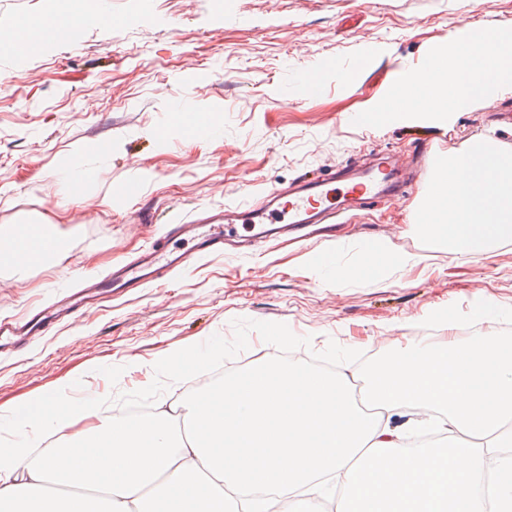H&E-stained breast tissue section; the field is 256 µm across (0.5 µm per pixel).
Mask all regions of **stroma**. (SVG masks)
<instances>
[{"instance_id": "35a3bbf8", "label": "stroma", "mask_w": 512, "mask_h": 512, "mask_svg": "<svg viewBox=\"0 0 512 512\" xmlns=\"http://www.w3.org/2000/svg\"><path fill=\"white\" fill-rule=\"evenodd\" d=\"M103 17L76 36L48 39L31 54L0 59V225L41 223L64 237L65 254L23 274L0 269V319L48 307L79 277L101 276L151 246L163 225L268 192L327 170L357 172L375 155L395 160L408 193L351 209L301 239L246 240L193 257L182 273L103 299L26 345L0 352V438L21 409L43 418L68 384L74 399L111 397L116 416L157 408L193 383L217 387L230 374L277 359L336 372L362 369L391 342L463 330L512 339V243L486 253L441 250L415 227L431 190L430 163L490 136L512 150V94L453 120L387 115L403 68L429 66L456 33L512 26V0H98ZM52 0H0V30L51 15ZM315 69L322 93L290 96L292 77ZM188 101L187 116L170 108ZM372 115L355 123L351 114ZM223 121L212 141L201 120ZM99 140L102 154L88 152ZM88 175L90 206L61 214L62 175ZM139 193L126 195L129 184ZM426 251L428 267L397 271L388 286L351 276L375 243ZM339 249V279L318 286L304 273L317 252ZM496 318L476 321L484 297ZM287 336L270 346L267 332ZM203 346L192 384L156 383L159 354Z\"/></svg>"}]
</instances>
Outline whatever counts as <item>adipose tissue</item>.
I'll use <instances>...</instances> for the list:
<instances>
[{
	"instance_id": "obj_1",
	"label": "adipose tissue",
	"mask_w": 512,
	"mask_h": 512,
	"mask_svg": "<svg viewBox=\"0 0 512 512\" xmlns=\"http://www.w3.org/2000/svg\"><path fill=\"white\" fill-rule=\"evenodd\" d=\"M512 92V30L458 37L446 62L404 83L391 111L456 114ZM416 227L480 254L512 242V152L473 137L440 164ZM58 248L0 225V267L43 265ZM377 244L366 274L426 264ZM361 397H354L355 380ZM165 412L101 424L99 404L65 401L43 419L56 444L21 435L0 448V512H512V342L410 344L359 378L269 362ZM434 436L410 448L411 435Z\"/></svg>"
}]
</instances>
